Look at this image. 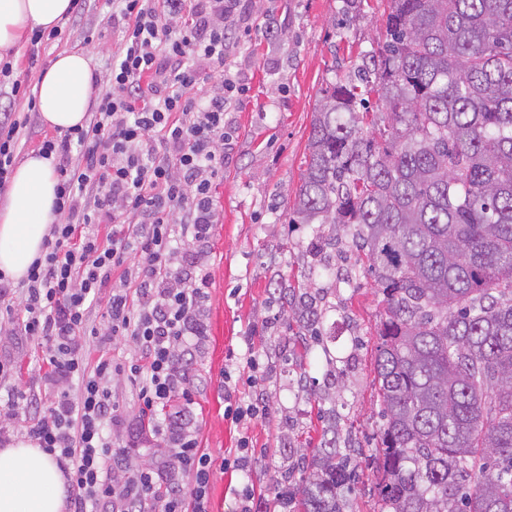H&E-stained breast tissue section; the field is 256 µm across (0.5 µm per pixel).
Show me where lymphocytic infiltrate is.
<instances>
[{
  "label": "lymphocytic infiltrate",
  "instance_id": "1",
  "mask_svg": "<svg viewBox=\"0 0 512 512\" xmlns=\"http://www.w3.org/2000/svg\"><path fill=\"white\" fill-rule=\"evenodd\" d=\"M250 20L241 0H112L121 39L95 110L85 125L41 143L62 220L25 279L0 272V344L41 341L43 389L9 386L0 446L10 442L7 420L28 414L27 436L67 479L69 512H207L211 457L197 444L183 374L202 333L195 317L206 275L175 261L179 242L206 240L216 222L226 116L243 90L224 53ZM32 130L30 113H0V189ZM103 224L111 232L100 234ZM119 268L124 278L111 285ZM112 336L129 339L135 358H85L84 346ZM118 375L133 387L139 414L122 442L110 433L122 403ZM178 400L183 409L157 419ZM144 448L156 464L139 461Z\"/></svg>",
  "mask_w": 512,
  "mask_h": 512
}]
</instances>
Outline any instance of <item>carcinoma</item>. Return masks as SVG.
Wrapping results in <instances>:
<instances>
[{"label":"carcinoma","instance_id":"obj_1","mask_svg":"<svg viewBox=\"0 0 512 512\" xmlns=\"http://www.w3.org/2000/svg\"><path fill=\"white\" fill-rule=\"evenodd\" d=\"M382 24L323 90L295 222L342 225L383 296L380 512H512V0H390ZM278 293L317 335L319 289ZM310 453L280 507L346 512L352 457L334 435Z\"/></svg>","mask_w":512,"mask_h":512}]
</instances>
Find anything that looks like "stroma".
I'll use <instances>...</instances> for the list:
<instances>
[{
	"instance_id": "stroma-1",
	"label": "stroma",
	"mask_w": 512,
	"mask_h": 512,
	"mask_svg": "<svg viewBox=\"0 0 512 512\" xmlns=\"http://www.w3.org/2000/svg\"><path fill=\"white\" fill-rule=\"evenodd\" d=\"M255 3L250 29L239 33L226 59L247 90L229 115L224 175L214 191L217 222L207 242L181 246L185 262L209 274L204 334L188 375L199 446L213 460L208 512H238L246 486L252 512H275L289 456L303 442L318 443L323 412L335 410L339 435H352L366 455L382 424L375 382L382 303L374 278L345 239L337 258L352 279L340 285L326 276L309 255L316 244L310 226L292 218L321 90L353 78L363 55L380 45L388 0ZM111 12L112 0H90L83 23L68 29L62 43L37 50L23 39L9 54L15 74L35 86L64 51L84 53L106 72L120 39ZM305 279L321 288L329 310L320 338L302 347L288 341L274 288ZM249 351L260 363L268 408L245 426L224 416V374ZM333 368L341 378L332 387ZM244 436L255 450L246 474L223 466Z\"/></svg>"
}]
</instances>
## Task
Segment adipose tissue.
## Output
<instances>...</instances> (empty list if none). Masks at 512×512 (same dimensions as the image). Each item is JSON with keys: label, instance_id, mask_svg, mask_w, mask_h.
Segmentation results:
<instances>
[{"label": "adipose tissue", "instance_id": "ef3b65f1", "mask_svg": "<svg viewBox=\"0 0 512 512\" xmlns=\"http://www.w3.org/2000/svg\"><path fill=\"white\" fill-rule=\"evenodd\" d=\"M72 0H0V51L10 50L27 30L61 22ZM97 81L88 57L61 52L37 82L34 94L44 124L65 131L84 125ZM57 177L51 160L30 153L9 180L0 207V271L26 277L43 255L54 224ZM67 483L56 461L29 440L0 448V512H65Z\"/></svg>", "mask_w": 512, "mask_h": 512}]
</instances>
